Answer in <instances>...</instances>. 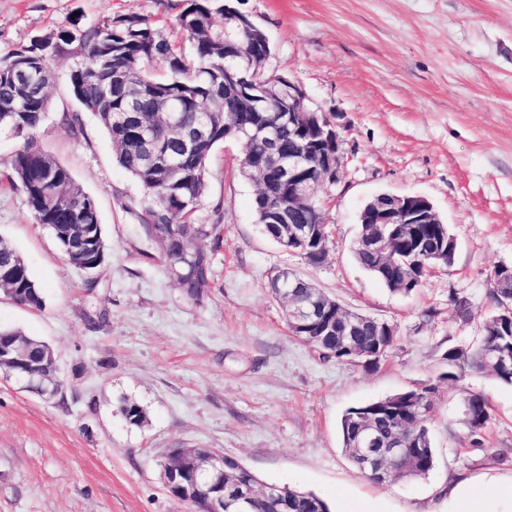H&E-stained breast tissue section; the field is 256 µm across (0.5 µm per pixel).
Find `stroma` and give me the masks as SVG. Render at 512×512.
Segmentation results:
<instances>
[{"mask_svg": "<svg viewBox=\"0 0 512 512\" xmlns=\"http://www.w3.org/2000/svg\"><path fill=\"white\" fill-rule=\"evenodd\" d=\"M183 0H0V55L68 25L116 16L175 26ZM273 50L270 76L299 85L312 110L342 137V178L322 185L329 252L318 266L281 251L256 222L254 181L242 177L243 145L225 140L207 165L199 215L214 230L211 291L186 299L163 266V249L136 219L141 186L115 160L93 113L82 111L70 58L53 63L50 107L38 148L66 166L98 204L108 247L96 286L70 264L21 189L5 181L23 141L0 134V240L26 262L44 307L0 293V326L48 342L68 382L46 402L0 378V512H188L161 480L171 448H219L262 483L310 491L330 512H410L434 506L450 475L481 479L491 499L512 476V387L490 376L442 379V355L478 342L490 314L491 275L512 266V0H247ZM82 121L69 129L68 113ZM428 198L456 237L450 270L411 295L392 293L352 252L358 215L374 194ZM343 307L388 322L396 335L377 367L322 357L291 336L270 285L283 270ZM460 293L472 318L460 324ZM434 387L429 417L435 465L426 478L371 483L346 456L343 414L385 396ZM488 398L493 421L471 445L467 392ZM137 402L127 424L121 399Z\"/></svg>", "mask_w": 512, "mask_h": 512, "instance_id": "35a3bbf8", "label": "stroma"}]
</instances>
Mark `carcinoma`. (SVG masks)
I'll list each match as a JSON object with an SVG mask.
<instances>
[{
    "instance_id": "carcinoma-1",
    "label": "carcinoma",
    "mask_w": 512,
    "mask_h": 512,
    "mask_svg": "<svg viewBox=\"0 0 512 512\" xmlns=\"http://www.w3.org/2000/svg\"><path fill=\"white\" fill-rule=\"evenodd\" d=\"M223 15L221 25H216L215 14ZM179 28L193 44L194 55L187 58L180 48L164 38L155 25L145 18L118 16L102 23L82 25L74 21L70 26L50 33L48 51L33 44L23 45L0 56V132H13L10 119L3 117V109L18 98L24 99L26 111L18 113L24 125L22 148L16 153L7 181L19 187L26 196L28 207L36 223L47 226L53 233L61 251L68 260L81 267L87 259L107 256V245L102 234L99 212L93 197L83 192L73 181L70 172L34 144L35 133L41 126L45 112L43 102L53 78L50 61L67 54L73 60L70 81L73 92L83 108L93 113L112 140L116 160L142 187L145 194L163 198L167 210L155 214L143 208L137 214L140 224L150 237L164 243V261L168 274L174 276L183 288H200L207 294L211 288V257L198 247L181 255V238L208 235L207 225L197 216L201 198L206 191V165L215 147L211 143L202 148L198 156L182 159L175 169L167 167L164 156L158 165L148 168L143 163L141 141L129 127L118 120V113L135 102L143 123L155 128L163 137L161 152L178 151L179 142L166 137L162 104L170 99L181 111L186 125L191 126L201 118H209L219 132H224V117L232 115L241 122L253 118L276 120L281 116L278 101L255 91L257 105L241 108V100L233 87L236 68L224 61V34L231 32L233 22L224 15V8L213 0H190L177 16ZM25 66L34 75L30 82L19 85L13 70ZM160 68L168 76L157 79L150 74ZM275 141L283 152L298 150L302 143L288 129V122L277 124ZM267 142L254 139L245 146L240 169L250 165L251 157L262 152ZM406 245L399 243L388 261L353 248L358 263L375 275L391 292L408 295L412 289L393 287L400 276ZM0 269L10 270L0 278V290L28 308L42 309L44 298L41 289L31 278L22 256L0 241ZM457 319L466 323L472 317V304L465 295L450 297ZM491 304L493 332L483 329L480 343L472 347L452 346L443 354L446 371L441 377L456 381L469 374H489L507 386H512V374L492 366L496 356L512 351V322L507 320L512 305V278L505 276L493 283L488 294ZM338 336H322L320 343L327 357L350 361L352 356L335 351ZM395 337L380 336L377 325L365 324L357 336V343L364 351H374L377 359L368 363L373 367L383 359L393 346ZM469 405L476 420L469 434L474 445H482L488 424L492 420V407L481 392H469ZM381 410L374 413L370 422L384 436H411L414 417L405 410L406 403L392 395L375 401ZM360 408L349 409L340 422L342 445L351 462L367 477L371 470L363 458L351 448V442L360 425ZM121 413L127 423L139 427L145 421L143 409L126 401ZM435 448H422L412 453L411 471L426 475L434 467ZM230 480L243 485L259 487L256 475L246 466L234 469ZM258 512H328L326 502L317 495L295 490L288 499L263 500Z\"/></svg>"
}]
</instances>
